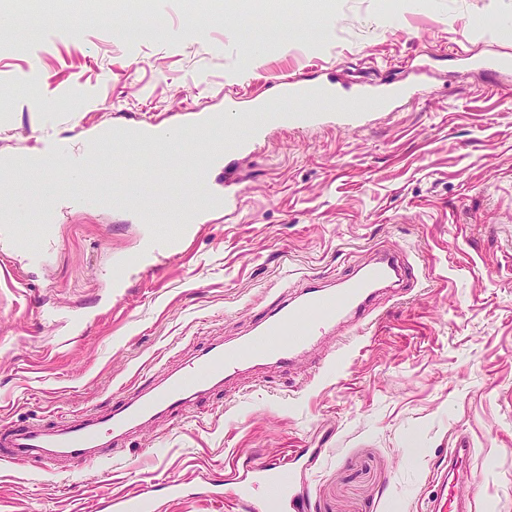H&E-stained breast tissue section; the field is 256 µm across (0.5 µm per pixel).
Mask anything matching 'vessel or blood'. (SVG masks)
<instances>
[{
  "mask_svg": "<svg viewBox=\"0 0 512 512\" xmlns=\"http://www.w3.org/2000/svg\"><path fill=\"white\" fill-rule=\"evenodd\" d=\"M464 63L487 73L512 67L504 56H464ZM366 92L340 94L325 80L276 81L267 99L246 108L222 112H194L166 124L169 138L187 143L188 149L159 165L157 156L167 140L154 137L157 121L132 118L112 124L107 136L85 147L64 146L58 139L35 131L46 161L44 174L51 189L60 193L70 209L89 206L132 211L142 224H161L163 212L149 191L164 189L178 223L196 224L214 213L232 217L238 211V193L233 182L209 191L206 205L194 204V190L209 182L215 168L230 153H246L264 136L269 124L322 125L335 120L355 127L361 121ZM64 165L68 178L55 179L57 165ZM8 203L0 205V241L24 253L30 261L45 262L52 253L49 225L57 221V210L44 208L41 227L28 231L19 205L24 191L18 185L0 187ZM182 243L166 238L152 241L148 256L140 258L141 270L152 271L160 259L178 256ZM410 264L400 250L376 252L365 264L337 282L312 274L301 278L295 295L281 294L278 302L257 314L250 333L232 343H211L180 368L158 376L136 394L122 398L109 412L91 414L61 427L7 426L0 429V455L15 461L40 456L50 449L53 456L78 463L92 456L111 454L115 438L128 434L162 415L177 414L226 379L240 371L272 366L288 370L295 361L316 347L340 324L366 327L375 318L374 301L380 291L399 292L409 275ZM279 463L246 464L243 481L261 491L271 512H305V500L283 481ZM433 512H469L471 500L463 496L449 475L438 477L430 500Z\"/></svg>",
  "mask_w": 512,
  "mask_h": 512,
  "instance_id": "1",
  "label": "vessel or blood"
}]
</instances>
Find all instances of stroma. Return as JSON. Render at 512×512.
<instances>
[{
	"label": "stroma",
	"instance_id": "obj_1",
	"mask_svg": "<svg viewBox=\"0 0 512 512\" xmlns=\"http://www.w3.org/2000/svg\"><path fill=\"white\" fill-rule=\"evenodd\" d=\"M153 0L168 34L110 41L120 6L52 15L20 50L0 49V154L30 151L47 120L84 143L106 121L220 112L268 97L273 81L319 78L354 93L409 83L420 101L360 127L270 129L225 159L230 220L192 225L180 256L138 274L147 234L130 215L61 212L50 259L0 246V424L61 426L110 408L203 346L246 335L286 284L335 281L375 249L405 250L411 291L380 298L364 336L341 328L329 370L310 360L231 380L185 412L127 435L112 458L0 457V512H106L157 479L188 493L155 512H246L233 462L312 459L293 476L310 512H427L428 477L460 439L457 473L474 512H512V69L486 75L464 55L512 57V0H425L390 25L384 0ZM301 21L253 66L269 14ZM482 29L468 27L470 19Z\"/></svg>",
	"mask_w": 512,
	"mask_h": 512
}]
</instances>
